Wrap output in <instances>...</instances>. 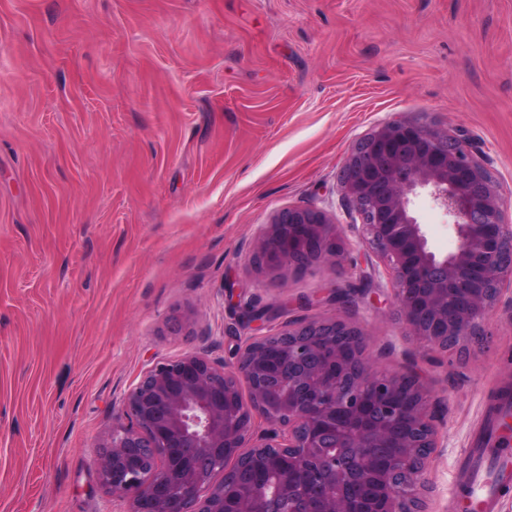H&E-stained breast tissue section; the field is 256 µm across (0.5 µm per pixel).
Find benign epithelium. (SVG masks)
<instances>
[{
    "instance_id": "obj_1",
    "label": "benign epithelium",
    "mask_w": 512,
    "mask_h": 512,
    "mask_svg": "<svg viewBox=\"0 0 512 512\" xmlns=\"http://www.w3.org/2000/svg\"><path fill=\"white\" fill-rule=\"evenodd\" d=\"M340 185L407 335L443 353L488 343L512 288V221L472 144L389 120L352 145ZM419 189L456 234L446 255L410 210ZM254 250L272 271L344 257L339 225L313 206L280 211ZM438 440L418 373L374 367L344 321L295 318L241 341L230 367L200 352L153 366L125 394L98 475L129 512H426Z\"/></svg>"
}]
</instances>
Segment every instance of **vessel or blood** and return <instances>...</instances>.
<instances>
[{"instance_id": "b4317fda", "label": "vessel or blood", "mask_w": 512, "mask_h": 512, "mask_svg": "<svg viewBox=\"0 0 512 512\" xmlns=\"http://www.w3.org/2000/svg\"><path fill=\"white\" fill-rule=\"evenodd\" d=\"M466 500L476 512H493L502 491L512 486V437L484 433L466 460Z\"/></svg>"}]
</instances>
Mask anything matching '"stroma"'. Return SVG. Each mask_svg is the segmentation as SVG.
Instances as JSON below:
<instances>
[{
  "label": "stroma",
  "mask_w": 512,
  "mask_h": 512,
  "mask_svg": "<svg viewBox=\"0 0 512 512\" xmlns=\"http://www.w3.org/2000/svg\"><path fill=\"white\" fill-rule=\"evenodd\" d=\"M392 117L461 131L512 202V0H0V512H126L97 473L123 394L189 351L234 362L246 300L349 323L375 367L422 376L443 421L426 509L457 512L512 391V297L485 346L426 353L387 277L328 302L369 268L357 233L338 266L252 259L288 207L346 224L348 151Z\"/></svg>",
  "instance_id": "stroma-1"
}]
</instances>
